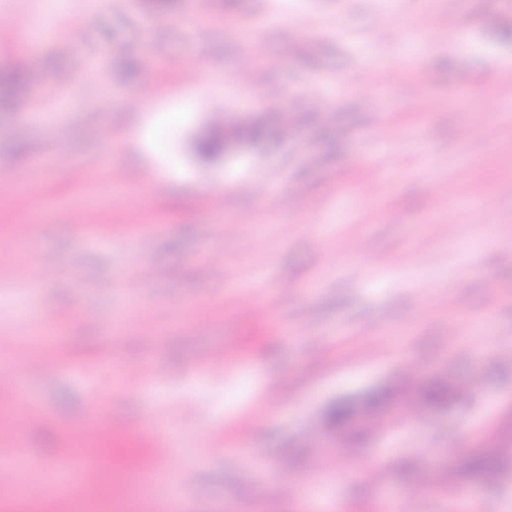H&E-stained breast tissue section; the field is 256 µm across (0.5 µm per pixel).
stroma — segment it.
I'll return each instance as SVG.
<instances>
[{
	"instance_id": "1",
	"label": "stroma",
	"mask_w": 512,
	"mask_h": 512,
	"mask_svg": "<svg viewBox=\"0 0 512 512\" xmlns=\"http://www.w3.org/2000/svg\"><path fill=\"white\" fill-rule=\"evenodd\" d=\"M51 13L68 52L27 53ZM20 62L19 99L0 91V369L38 413L0 404L23 439L0 512H76L54 488L86 481L89 512H512V0H0V74ZM251 66L256 95L235 81ZM266 97L289 133L242 137ZM219 111L231 146L201 158ZM164 163L180 180L152 185ZM220 183L229 205L203 208ZM409 365L482 385L350 441ZM338 399L355 416L315 454ZM163 426L187 442L159 463ZM478 450L500 470L449 493Z\"/></svg>"
}]
</instances>
